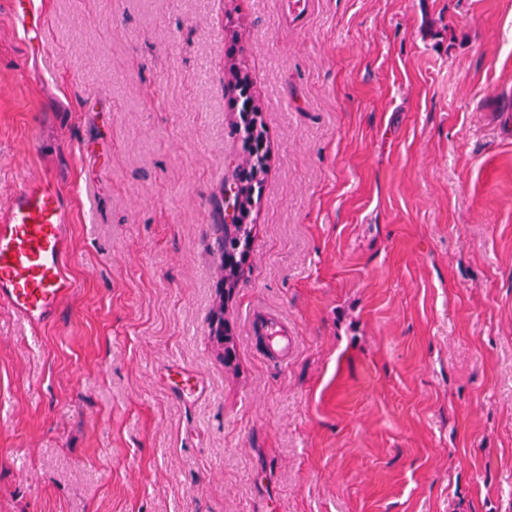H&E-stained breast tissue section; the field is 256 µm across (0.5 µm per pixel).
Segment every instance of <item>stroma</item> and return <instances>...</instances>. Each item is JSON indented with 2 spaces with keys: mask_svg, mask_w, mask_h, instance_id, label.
I'll return each instance as SVG.
<instances>
[{
  "mask_svg": "<svg viewBox=\"0 0 512 512\" xmlns=\"http://www.w3.org/2000/svg\"><path fill=\"white\" fill-rule=\"evenodd\" d=\"M305 3L38 0L41 44L0 0V204L60 186L75 284L0 306V512H512V0ZM233 66L269 160L228 295Z\"/></svg>",
  "mask_w": 512,
  "mask_h": 512,
  "instance_id": "1",
  "label": "stroma"
}]
</instances>
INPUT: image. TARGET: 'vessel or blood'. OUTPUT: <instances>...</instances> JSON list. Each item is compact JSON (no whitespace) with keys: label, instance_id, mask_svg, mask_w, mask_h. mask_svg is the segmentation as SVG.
<instances>
[{"label":"vessel or blood","instance_id":"vessel-or-blood-1","mask_svg":"<svg viewBox=\"0 0 512 512\" xmlns=\"http://www.w3.org/2000/svg\"><path fill=\"white\" fill-rule=\"evenodd\" d=\"M70 207L50 178L21 179L0 206V304L33 325L52 321L74 293Z\"/></svg>","mask_w":512,"mask_h":512}]
</instances>
